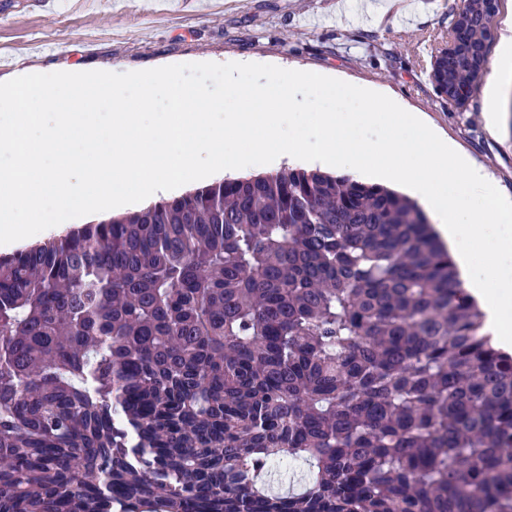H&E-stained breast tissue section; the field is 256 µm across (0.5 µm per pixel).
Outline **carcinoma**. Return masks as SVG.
<instances>
[{"mask_svg":"<svg viewBox=\"0 0 512 512\" xmlns=\"http://www.w3.org/2000/svg\"><path fill=\"white\" fill-rule=\"evenodd\" d=\"M492 19L471 0L433 56L451 105ZM481 327L422 209L319 171L0 256V512H512V356ZM274 463H280L291 469L288 476L280 480L279 484L275 485V488L279 491H288L289 489L294 491L300 490L303 486L304 478L306 477L307 465L301 460H292L288 462L276 460Z\"/></svg>","mask_w":512,"mask_h":512,"instance_id":"cac0c4a2","label":"carcinoma"}]
</instances>
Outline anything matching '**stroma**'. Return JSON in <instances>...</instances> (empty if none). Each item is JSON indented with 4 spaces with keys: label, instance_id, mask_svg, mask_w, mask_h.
<instances>
[{
    "label": "stroma",
    "instance_id": "obj_1",
    "mask_svg": "<svg viewBox=\"0 0 512 512\" xmlns=\"http://www.w3.org/2000/svg\"><path fill=\"white\" fill-rule=\"evenodd\" d=\"M353 18L347 0H0V78L63 69L146 70L205 55L266 59L382 88L423 113L512 194V86L501 136L487 129L485 94L464 110L431 83L430 53L460 0H387Z\"/></svg>",
    "mask_w": 512,
    "mask_h": 512
}]
</instances>
